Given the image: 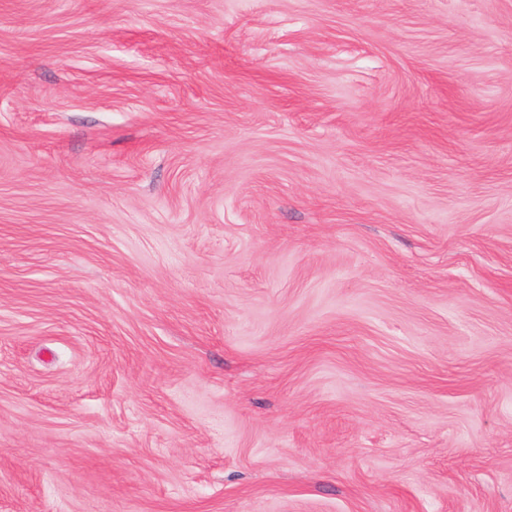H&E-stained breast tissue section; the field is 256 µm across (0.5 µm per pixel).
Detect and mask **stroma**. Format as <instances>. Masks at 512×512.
Returning <instances> with one entry per match:
<instances>
[{
    "instance_id": "stroma-1",
    "label": "stroma",
    "mask_w": 512,
    "mask_h": 512,
    "mask_svg": "<svg viewBox=\"0 0 512 512\" xmlns=\"http://www.w3.org/2000/svg\"><path fill=\"white\" fill-rule=\"evenodd\" d=\"M0 512H512V0H0Z\"/></svg>"
}]
</instances>
